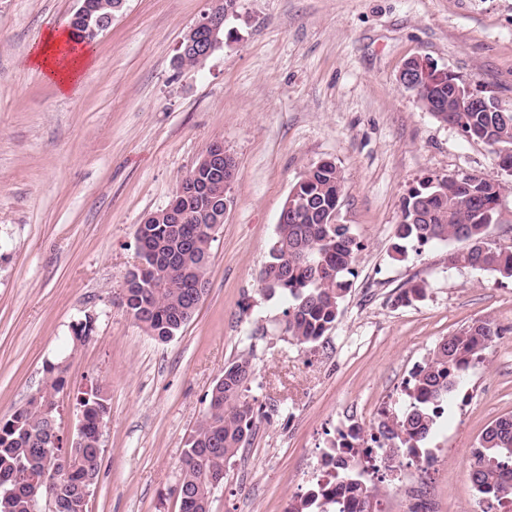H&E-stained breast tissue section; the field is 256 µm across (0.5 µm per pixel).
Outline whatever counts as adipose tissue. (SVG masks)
Instances as JSON below:
<instances>
[{
	"label": "adipose tissue",
	"mask_w": 512,
	"mask_h": 512,
	"mask_svg": "<svg viewBox=\"0 0 512 512\" xmlns=\"http://www.w3.org/2000/svg\"><path fill=\"white\" fill-rule=\"evenodd\" d=\"M32 66L54 83L60 93L70 92L94 63L93 49L71 30L47 31L30 56Z\"/></svg>",
	"instance_id": "ef3b65f1"
}]
</instances>
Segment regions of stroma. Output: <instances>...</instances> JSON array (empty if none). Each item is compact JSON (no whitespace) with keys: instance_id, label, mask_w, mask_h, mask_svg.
<instances>
[{"instance_id":"obj_1","label":"stroma","mask_w":512,"mask_h":512,"mask_svg":"<svg viewBox=\"0 0 512 512\" xmlns=\"http://www.w3.org/2000/svg\"><path fill=\"white\" fill-rule=\"evenodd\" d=\"M216 5L125 0L62 95L29 57L46 31L69 28L77 0H0V419L62 361L60 432L75 435L76 394L98 379L109 413L88 512H178L188 438L225 365L244 355L260 422L212 512H289L339 432L355 423L368 436L382 414L406 410L412 369L489 317L501 334L422 442L430 465L377 495L378 512H483L469 463L484 428L512 414V279L449 267L453 242L398 255L394 229L421 181L483 174L511 188L489 239L512 249V171L427 112L398 74L428 58L512 111V0H237L220 47L180 66L182 40ZM216 141L236 160L232 204L199 309L163 343L121 300L135 231ZM322 160L344 176L337 220L362 249L334 327L300 345L261 271L290 190ZM421 282L423 298L399 301ZM88 316L89 341L72 346Z\"/></svg>"}]
</instances>
